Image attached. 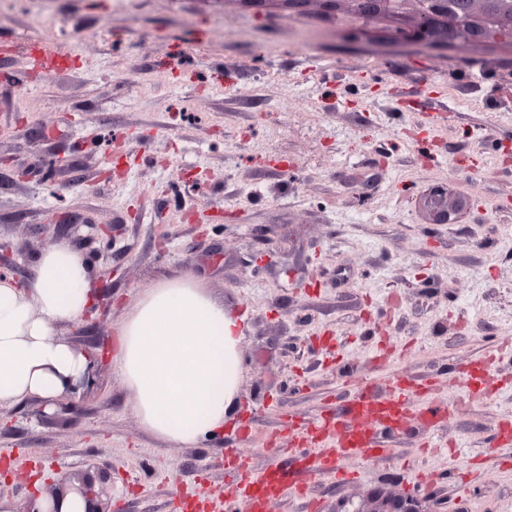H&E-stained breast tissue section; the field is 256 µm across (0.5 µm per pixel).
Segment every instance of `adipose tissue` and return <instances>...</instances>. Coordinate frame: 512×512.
<instances>
[{"label": "adipose tissue", "mask_w": 512, "mask_h": 512, "mask_svg": "<svg viewBox=\"0 0 512 512\" xmlns=\"http://www.w3.org/2000/svg\"><path fill=\"white\" fill-rule=\"evenodd\" d=\"M93 297L86 262L66 245L38 256L26 286L0 278V404L54 401L83 381L92 356L59 325L82 317ZM241 334L239 317L194 281L146 291L114 355L141 426L182 446L222 430L238 409Z\"/></svg>", "instance_id": "ef3b65f1"}]
</instances>
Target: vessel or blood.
Listing matches in <instances>:
<instances>
[{
    "mask_svg": "<svg viewBox=\"0 0 512 512\" xmlns=\"http://www.w3.org/2000/svg\"><path fill=\"white\" fill-rule=\"evenodd\" d=\"M412 394L411 387L405 384L398 385L388 397L361 391L354 398L353 422L327 418L304 427L311 445L300 449L299 455L310 478H342L339 463L344 459H360L372 454L393 457L394 449L377 441L374 432L399 425L407 414ZM240 472L239 492L248 494L256 502L290 490L280 476L259 474L245 466Z\"/></svg>",
    "mask_w": 512,
    "mask_h": 512,
    "instance_id": "b4317fda",
    "label": "vessel or blood"
}]
</instances>
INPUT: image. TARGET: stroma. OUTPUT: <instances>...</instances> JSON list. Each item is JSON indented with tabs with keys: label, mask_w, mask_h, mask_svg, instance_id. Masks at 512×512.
Wrapping results in <instances>:
<instances>
[{
	"label": "stroma",
	"mask_w": 512,
	"mask_h": 512,
	"mask_svg": "<svg viewBox=\"0 0 512 512\" xmlns=\"http://www.w3.org/2000/svg\"><path fill=\"white\" fill-rule=\"evenodd\" d=\"M415 9L361 23L348 0H0V68L27 77L0 82V275L29 280L60 243L108 275L103 306L62 327L92 353L146 288L194 279L240 315L244 358L235 417L195 446L140 425L109 356L69 408H2L13 473L93 459L114 512H250L227 458L302 480L299 423L349 415L353 381L406 383L420 394L382 436L394 459L347 461L267 512H362L421 484L423 512H512V363L485 371L490 400L461 403L472 364L512 341V51L459 52L414 30ZM431 194L467 206L435 223ZM424 392L448 414L422 416ZM434 436L448 453L424 451Z\"/></svg>",
	"instance_id": "35a3bbf8"
}]
</instances>
